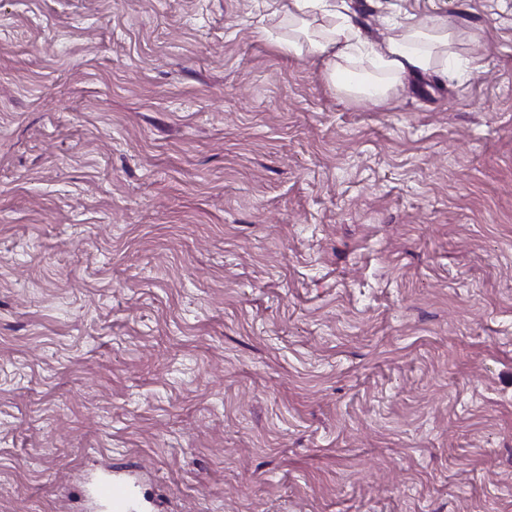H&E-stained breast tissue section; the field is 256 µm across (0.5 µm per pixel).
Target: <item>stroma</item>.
I'll return each mask as SVG.
<instances>
[{
    "instance_id": "35a3bbf8",
    "label": "stroma",
    "mask_w": 512,
    "mask_h": 512,
    "mask_svg": "<svg viewBox=\"0 0 512 512\" xmlns=\"http://www.w3.org/2000/svg\"><path fill=\"white\" fill-rule=\"evenodd\" d=\"M385 99L264 0H0V512H512V0ZM96 497L107 504L112 512H135L130 506L128 493L121 485L106 477L100 479L94 488Z\"/></svg>"
}]
</instances>
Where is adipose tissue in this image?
<instances>
[{
	"label": "adipose tissue",
	"instance_id": "1",
	"mask_svg": "<svg viewBox=\"0 0 512 512\" xmlns=\"http://www.w3.org/2000/svg\"><path fill=\"white\" fill-rule=\"evenodd\" d=\"M322 14L323 24L318 31H310L308 16L310 12ZM288 22L295 35L289 38L288 49L321 58L326 66L329 78L343 79L337 62L362 51L363 45L358 39L350 20L337 13L329 5V0H291ZM455 40V34L447 25L409 24L404 33L390 41L385 51L374 60L376 69L387 72L393 78H399L408 71H429L437 64L447 62L448 49ZM350 92L367 98H382L388 95L391 86L373 78L356 81L343 79Z\"/></svg>",
	"mask_w": 512,
	"mask_h": 512
}]
</instances>
